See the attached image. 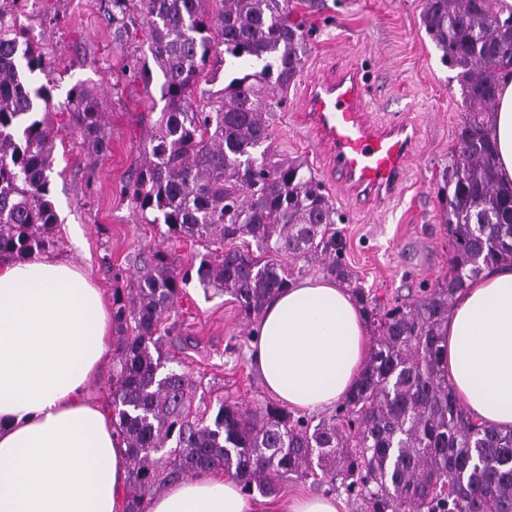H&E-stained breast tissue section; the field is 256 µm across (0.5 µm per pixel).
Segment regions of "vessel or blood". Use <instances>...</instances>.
I'll use <instances>...</instances> for the list:
<instances>
[{"mask_svg":"<svg viewBox=\"0 0 512 512\" xmlns=\"http://www.w3.org/2000/svg\"><path fill=\"white\" fill-rule=\"evenodd\" d=\"M294 118L324 156L337 185L378 208L400 192L420 129L406 116L371 119L361 67L348 64L330 77L311 81Z\"/></svg>","mask_w":512,"mask_h":512,"instance_id":"b4317fda","label":"vessel or blood"}]
</instances>
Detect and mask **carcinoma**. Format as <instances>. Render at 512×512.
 I'll list each match as a JSON object with an SVG mask.
<instances>
[{"label":"carcinoma","instance_id":"1","mask_svg":"<svg viewBox=\"0 0 512 512\" xmlns=\"http://www.w3.org/2000/svg\"><path fill=\"white\" fill-rule=\"evenodd\" d=\"M26 2L0 0V262L49 251L58 223L57 131L51 113L37 109L53 99L55 70L6 20ZM209 2L109 0L114 42L148 29L164 101L124 193L166 237L206 247L186 268L157 250L129 288L112 294L123 335L109 398L126 445V512H148L166 486L219 471L248 496L269 497L295 476L344 490L364 512H512V431L474 421L440 364L455 294L485 269L512 265V192L498 181L494 135L499 71L512 66V12L503 15L497 0H423L425 32L441 62L458 70L468 107L439 189L450 271L418 298L382 303L343 263L336 205L314 172L270 149L272 99L308 54L289 0H220L218 11ZM208 66L247 73L199 108L194 88ZM61 110L109 150L102 113L81 85ZM300 261L324 264L363 312L371 352L355 387L318 420L273 400L199 414L195 381L162 372L171 361L164 322L180 295L195 281L206 295L232 297L249 320L292 285Z\"/></svg>","mask_w":512,"mask_h":512}]
</instances>
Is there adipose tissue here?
Segmentation results:
<instances>
[{
    "label": "adipose tissue",
    "instance_id": "1",
    "mask_svg": "<svg viewBox=\"0 0 512 512\" xmlns=\"http://www.w3.org/2000/svg\"><path fill=\"white\" fill-rule=\"evenodd\" d=\"M497 168L512 187V69L496 100ZM252 360L288 408L336 406L369 353L365 318L346 290L306 279L261 313ZM102 294L75 266L43 256L0 264V512H123L124 446L85 388L107 352ZM442 367L467 411L512 431V266L456 296ZM149 512H253L224 476L180 481Z\"/></svg>",
    "mask_w": 512,
    "mask_h": 512
}]
</instances>
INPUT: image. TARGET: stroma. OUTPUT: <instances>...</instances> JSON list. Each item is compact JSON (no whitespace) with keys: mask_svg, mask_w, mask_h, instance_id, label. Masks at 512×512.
Segmentation results:
<instances>
[{"mask_svg":"<svg viewBox=\"0 0 512 512\" xmlns=\"http://www.w3.org/2000/svg\"><path fill=\"white\" fill-rule=\"evenodd\" d=\"M108 0H44L24 24L56 71L55 101L83 84L94 111L102 113L110 149L96 152L56 115V164L51 175L60 240L51 255L75 263L104 297L128 287L142 256L157 250L180 266L198 261L203 249L186 240L164 238L162 226L143 223L123 193L140 160L151 114L160 112L159 91H147L131 68L148 55V36L137 30L127 42L112 41ZM292 17L309 34L302 72L282 94L271 120L273 148L306 159L325 178L323 159L295 126L298 95L312 76L349 62L368 76L372 112L387 118L412 114L421 139L404 188L385 209L355 201L334 186L325 191L342 214L337 230L342 259L364 288L381 301L419 297L449 270L448 234L440 217L436 181L448 164L466 106L454 71L426 36L421 0H346L344 6ZM166 325L176 339L172 369L187 373L205 392L203 405L215 416L222 401L250 405L267 399L250 365L254 322L240 315L229 296L206 297L189 285Z\"/></svg>","mask_w":512,"mask_h":512,"instance_id":"35a3bbf8","label":"stroma"}]
</instances>
